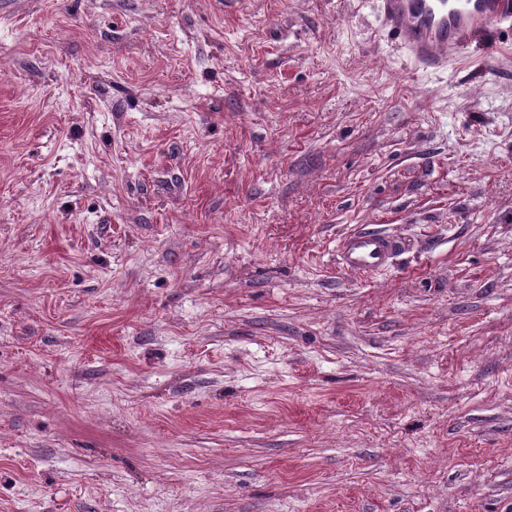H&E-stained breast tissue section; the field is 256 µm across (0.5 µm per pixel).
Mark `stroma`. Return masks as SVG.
I'll return each instance as SVG.
<instances>
[{
	"label": "stroma",
	"instance_id": "stroma-1",
	"mask_svg": "<svg viewBox=\"0 0 512 512\" xmlns=\"http://www.w3.org/2000/svg\"><path fill=\"white\" fill-rule=\"evenodd\" d=\"M373 2L0 0V512H512V46ZM381 27L414 64L448 67L469 43L512 30V0H376ZM412 247L411 240L373 228H356L336 242V261L365 277L389 270L394 261Z\"/></svg>",
	"mask_w": 512,
	"mask_h": 512
}]
</instances>
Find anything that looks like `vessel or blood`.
Wrapping results in <instances>:
<instances>
[{
    "label": "vessel or blood",
    "mask_w": 512,
    "mask_h": 512,
    "mask_svg": "<svg viewBox=\"0 0 512 512\" xmlns=\"http://www.w3.org/2000/svg\"><path fill=\"white\" fill-rule=\"evenodd\" d=\"M376 7L381 27L426 69L447 67L494 29L512 30V0H376ZM411 247L404 236L361 227L337 240L336 261L372 277L388 271Z\"/></svg>",
    "instance_id": "obj_1"
}]
</instances>
